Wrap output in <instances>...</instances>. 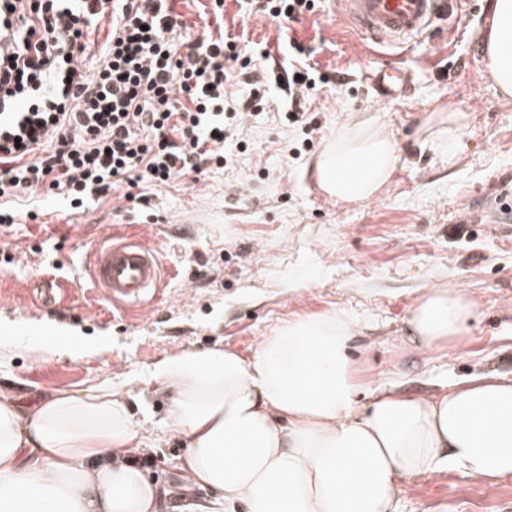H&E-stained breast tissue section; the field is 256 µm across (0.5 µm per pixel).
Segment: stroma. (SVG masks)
<instances>
[{"mask_svg": "<svg viewBox=\"0 0 512 512\" xmlns=\"http://www.w3.org/2000/svg\"><path fill=\"white\" fill-rule=\"evenodd\" d=\"M196 36L203 24L248 43L295 38L308 63L334 74L309 107L319 123L306 131L279 114L287 91L247 117L229 162L205 175L155 190L147 208L119 210L101 197L81 214L46 198L44 223L0 233V389L20 404L59 391L106 387L124 397L140 426L146 469L165 495L158 512H199L213 497L186 489L177 469L184 450L167 429L168 402L156 380L160 362L188 351L227 348L252 356L281 323L341 311L357 325L350 356L364 383L359 403L376 387L432 395L460 378L512 376V218L491 213L512 188V96L500 93L484 65L487 11L469 0L455 19L396 47L378 45L320 0L298 22L246 12L244 0H175ZM405 65L414 81L406 96L380 102L367 75L381 62ZM465 115L449 132L439 116ZM372 118L396 138L400 161L371 201L342 204L315 189V163L337 128ZM144 239L167 277L161 298L134 319L113 316L88 272L91 245L114 233ZM463 289L479 304L463 349L428 351L407 339L412 300L427 286ZM18 336L58 342V355L34 359ZM512 477L495 482L448 471L406 481L396 512H505Z\"/></svg>", "mask_w": 512, "mask_h": 512, "instance_id": "stroma-1", "label": "stroma"}]
</instances>
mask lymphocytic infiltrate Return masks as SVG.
<instances>
[{
  "label": "lymphocytic infiltrate",
  "instance_id": "obj_1",
  "mask_svg": "<svg viewBox=\"0 0 512 512\" xmlns=\"http://www.w3.org/2000/svg\"><path fill=\"white\" fill-rule=\"evenodd\" d=\"M99 64H79L102 19ZM170 0H0V232L39 218L40 197L80 211L227 163L225 145L263 107L267 77L288 90L289 125L330 77L306 62L256 72L237 41L181 36ZM246 85L249 95L237 93Z\"/></svg>",
  "mask_w": 512,
  "mask_h": 512
}]
</instances>
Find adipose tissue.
<instances>
[{
	"label": "adipose tissue",
	"instance_id": "obj_1",
	"mask_svg": "<svg viewBox=\"0 0 512 512\" xmlns=\"http://www.w3.org/2000/svg\"><path fill=\"white\" fill-rule=\"evenodd\" d=\"M487 5L485 68L510 96L512 0ZM398 162L391 133L363 121L337 131L316 176L336 201L365 202ZM477 312L459 288H425L407 329L423 349H457ZM356 330L331 311L281 325L249 358L220 348L162 362L188 484L246 512H395L402 483L423 474L512 476V378L473 375L430 397L380 387L362 405L348 355ZM139 452L130 411L108 388L25 407L0 392V512H154Z\"/></svg>",
	"mask_w": 512,
	"mask_h": 512
}]
</instances>
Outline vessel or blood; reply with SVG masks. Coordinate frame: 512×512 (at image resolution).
<instances>
[{"label": "vessel or blood", "mask_w": 512, "mask_h": 512, "mask_svg": "<svg viewBox=\"0 0 512 512\" xmlns=\"http://www.w3.org/2000/svg\"><path fill=\"white\" fill-rule=\"evenodd\" d=\"M345 21L378 43L403 44L450 13V0H339ZM376 98L393 102L409 89L413 72L399 65L372 69ZM90 276L101 298L122 312H143L160 290L163 273L151 246L141 240L97 244L91 249Z\"/></svg>", "instance_id": "1"}]
</instances>
